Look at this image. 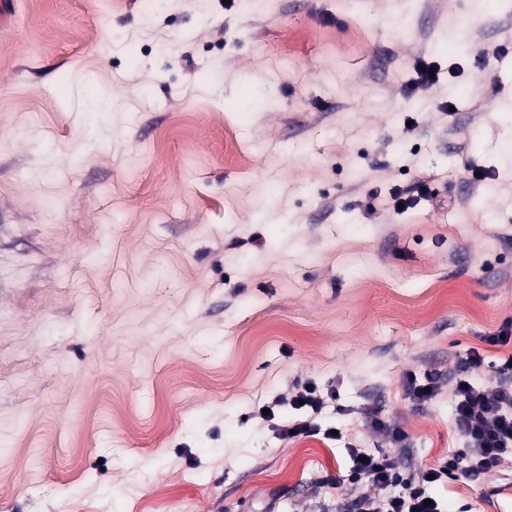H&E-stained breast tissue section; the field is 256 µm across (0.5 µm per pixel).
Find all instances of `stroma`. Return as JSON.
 Returning <instances> with one entry per match:
<instances>
[{
  "instance_id": "stroma-1",
  "label": "stroma",
  "mask_w": 512,
  "mask_h": 512,
  "mask_svg": "<svg viewBox=\"0 0 512 512\" xmlns=\"http://www.w3.org/2000/svg\"><path fill=\"white\" fill-rule=\"evenodd\" d=\"M476 2L11 0L0 512H343L373 491L346 448L410 473L463 450L468 352L484 390L512 355V0ZM310 380L340 440L282 435ZM509 475L432 492L487 512ZM407 390L411 399L418 403H428L438 395V386L431 376L426 377V383H417L415 376H409Z\"/></svg>"
}]
</instances>
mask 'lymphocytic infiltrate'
<instances>
[{
    "mask_svg": "<svg viewBox=\"0 0 512 512\" xmlns=\"http://www.w3.org/2000/svg\"><path fill=\"white\" fill-rule=\"evenodd\" d=\"M498 385L495 390L476 388L468 377L458 378L453 389L457 432L467 442L464 455H449L447 461L433 471L404 474L395 457L386 453L364 454L362 449H348L347 479L356 483L368 481L376 488L375 494L364 495L349 502L345 512H442L439 501L430 500L427 488L431 480L463 473L477 475L498 469L505 460L512 459V357L496 368ZM290 405H301L305 415L285 425L282 433L291 438L323 435L332 439L331 430H323L314 423L327 399L316 386H303L298 397L290 398ZM395 485L400 492L395 496H380L381 488Z\"/></svg>",
    "mask_w": 512,
    "mask_h": 512,
    "instance_id": "1",
    "label": "lymphocytic infiltrate"
}]
</instances>
